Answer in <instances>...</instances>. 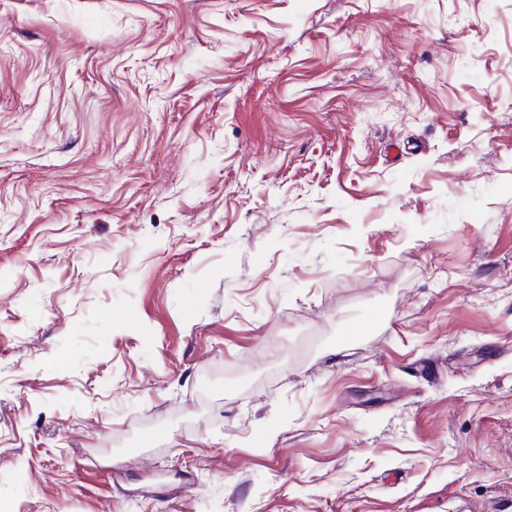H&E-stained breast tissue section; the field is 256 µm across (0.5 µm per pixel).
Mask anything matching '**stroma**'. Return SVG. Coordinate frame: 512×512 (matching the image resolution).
<instances>
[{
	"label": "stroma",
	"instance_id": "35a3bbf8",
	"mask_svg": "<svg viewBox=\"0 0 512 512\" xmlns=\"http://www.w3.org/2000/svg\"><path fill=\"white\" fill-rule=\"evenodd\" d=\"M0 512H512V0H0Z\"/></svg>",
	"mask_w": 512,
	"mask_h": 512
}]
</instances>
